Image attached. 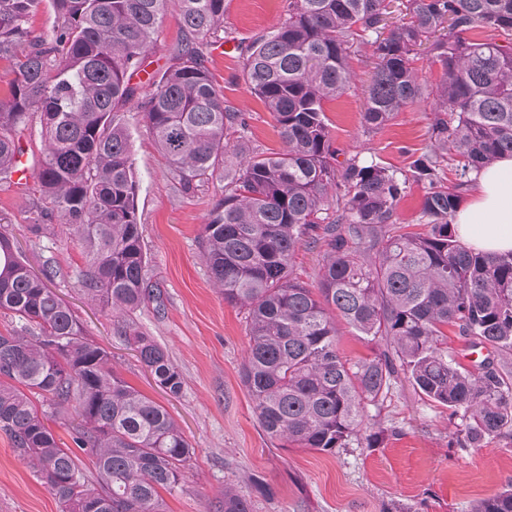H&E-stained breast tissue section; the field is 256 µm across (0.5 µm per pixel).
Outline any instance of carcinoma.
<instances>
[{"label":"carcinoma","mask_w":512,"mask_h":512,"mask_svg":"<svg viewBox=\"0 0 512 512\" xmlns=\"http://www.w3.org/2000/svg\"><path fill=\"white\" fill-rule=\"evenodd\" d=\"M185 39L150 91L132 83L157 41L168 0H0V61L14 67L0 100V181L15 167L20 134L39 120L44 143L28 224L40 237L55 220L80 245L83 295L117 318L122 337L158 387L179 395L185 380L167 350L132 315L163 309L147 277L137 218V181L122 112L143 113L173 178L189 190L215 176L224 198L203 225V260L224 301L245 313L240 379L272 440L332 453L358 439L366 408L403 373L430 401L462 415L459 442L479 447L512 433V369L487 359L473 372L448 358L451 327L474 348L512 353V253L473 252L453 218L473 171L512 155V0H406L383 32L386 0H288L271 36L247 50L243 77L271 113L282 150L247 144L242 112L226 104L205 58L224 26V0H178ZM48 8L52 34H34ZM490 29L508 38L469 36ZM372 38L377 62L364 122L383 127L427 93L411 66L432 40L443 69L432 120L434 153L410 174L350 159L337 164L323 104L351 82L350 44ZM238 134L228 149L229 132ZM231 153L235 160L226 161ZM455 181L440 176L442 163ZM425 185L412 233L396 222L406 183ZM336 187L335 199L328 190ZM322 233H317V230ZM323 243L316 284L292 275L302 244ZM53 258L34 272L0 233V431L45 480L61 512H162L160 491L179 486L194 448L164 407L122 380L112 355L85 330L50 284ZM384 346L350 361L336 318ZM62 419L95 460L91 484L48 421ZM217 512H252L224 485ZM472 512H512V482Z\"/></svg>","instance_id":"cac0c4a2"}]
</instances>
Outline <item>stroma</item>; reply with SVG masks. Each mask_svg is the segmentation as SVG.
Returning a JSON list of instances; mask_svg holds the SVG:
<instances>
[{
	"instance_id": "35a3bbf8",
	"label": "stroma",
	"mask_w": 512,
	"mask_h": 512,
	"mask_svg": "<svg viewBox=\"0 0 512 512\" xmlns=\"http://www.w3.org/2000/svg\"><path fill=\"white\" fill-rule=\"evenodd\" d=\"M288 0H224V25L211 34L207 66L230 105L248 121V142L270 152L281 141L261 100L245 84L243 46L282 23ZM182 41L180 17L168 5L155 48L135 80L147 84ZM236 51L225 52L227 42ZM374 67L370 44L355 42L349 90L326 101L339 161L379 163L399 172L427 153L432 137L433 96L426 95L381 129H364V90ZM136 207L142 226L147 273L159 288L163 310L148 303L134 315L169 352L180 369L182 393L159 389L134 351L114 334L113 318L89 301L75 279L84 258L64 227L35 238L28 229L31 186L0 184V232L32 267L53 257L62 275L53 287L91 336L112 353L122 379L162 405L194 449L181 487L162 492L165 512H213L225 483L250 499L253 512H471L477 502L512 482V437H495L463 448L458 416L398 379L380 407H368L357 441L333 453L282 448L260 428L239 371L247 337L243 312L225 302L202 260V226L224 196L214 178L183 191L158 152L144 120L127 112ZM267 490L259 492L255 484ZM0 512H61L45 482L18 458L0 432Z\"/></svg>"
}]
</instances>
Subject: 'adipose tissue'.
I'll list each match as a JSON object with an SVG mask.
<instances>
[{"label":"adipose tissue","instance_id":"1","mask_svg":"<svg viewBox=\"0 0 512 512\" xmlns=\"http://www.w3.org/2000/svg\"><path fill=\"white\" fill-rule=\"evenodd\" d=\"M472 179L473 196L454 217L457 236L477 252H512V157L480 168Z\"/></svg>","mask_w":512,"mask_h":512}]
</instances>
